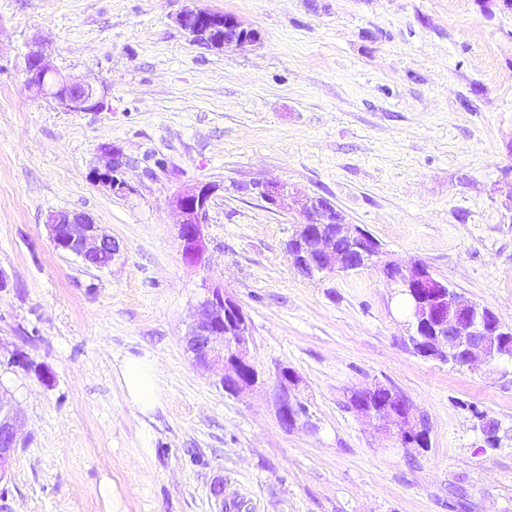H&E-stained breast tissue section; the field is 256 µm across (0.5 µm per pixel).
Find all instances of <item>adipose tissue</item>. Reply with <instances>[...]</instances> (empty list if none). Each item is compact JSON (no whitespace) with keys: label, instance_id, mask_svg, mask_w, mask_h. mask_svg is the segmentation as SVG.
<instances>
[{"label":"adipose tissue","instance_id":"obj_1","mask_svg":"<svg viewBox=\"0 0 512 512\" xmlns=\"http://www.w3.org/2000/svg\"><path fill=\"white\" fill-rule=\"evenodd\" d=\"M130 406L142 416H150L162 405L157 361L151 354L128 355L115 370Z\"/></svg>","mask_w":512,"mask_h":512}]
</instances>
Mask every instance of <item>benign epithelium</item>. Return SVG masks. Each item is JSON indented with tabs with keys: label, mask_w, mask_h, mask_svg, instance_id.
I'll use <instances>...</instances> for the list:
<instances>
[{
	"label": "benign epithelium",
	"mask_w": 512,
	"mask_h": 512,
	"mask_svg": "<svg viewBox=\"0 0 512 512\" xmlns=\"http://www.w3.org/2000/svg\"><path fill=\"white\" fill-rule=\"evenodd\" d=\"M176 24L192 41L209 50H233L261 42V33L245 27L236 16L221 14L187 5L175 15ZM27 90L53 102L64 112H97L105 102L97 89L84 79L64 74L42 51L26 57L25 81ZM107 158L103 171L95 178L109 187L115 195L133 192L124 178L130 161L115 147L101 148ZM221 186L203 183L178 192L172 206L178 214V237L182 243L181 259L190 266L205 264L206 241L203 218L209 203ZM245 190L256 195L272 209L288 207L294 210L299 222L286 243L294 268L306 275H334L354 271L374 262L381 254L379 242L364 228L348 224L332 201L324 196H302L284 182H254ZM46 226L54 249L71 254L91 267H109L120 252L117 241L102 232L99 225L84 213L67 210L48 214ZM352 244V252L337 248V239ZM382 273L412 299L408 326L418 339L413 341L417 355L425 358L448 357L453 353L464 365H494L499 378L512 386V328L497 323V336L487 330L493 312L478 303H464L448 282L434 276L421 261L405 264L386 263ZM187 351L201 369L221 367L216 384L229 394L264 383L259 374L248 376L245 370L254 367L250 357L253 342L250 321L243 308L224 296V290L211 289L198 304V318L189 329ZM297 378L289 371L276 378L277 417L281 425L291 429L299 421L310 429L315 425L303 420L307 412L296 399L293 386ZM357 414L374 419L384 431L395 435L402 446L408 447L415 436L429 434L425 415L416 413L410 402L405 416H394L380 402L364 403ZM22 417L6 396L0 393V480L3 479L17 448Z\"/></svg>",
	"instance_id": "1"
}]
</instances>
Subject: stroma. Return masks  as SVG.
Wrapping results in <instances>:
<instances>
[{"label": "stroma", "mask_w": 512, "mask_h": 512, "mask_svg": "<svg viewBox=\"0 0 512 512\" xmlns=\"http://www.w3.org/2000/svg\"><path fill=\"white\" fill-rule=\"evenodd\" d=\"M185 0H0V391L24 419L0 512H512V386L410 352L377 268L308 279L285 249L297 216L246 192L329 198L388 261L420 260L512 325V12L501 0H196L258 29L216 52L181 30ZM95 82L106 107L64 112L24 88L27 54ZM130 158L117 196L94 172ZM221 189L206 264L181 260L179 190ZM82 212L121 245L110 269L56 251L46 216ZM242 306L264 386L231 396L185 336L208 288ZM157 360L146 419L113 376ZM292 372L310 427L286 429ZM384 385L428 419L402 447L347 409ZM500 422L484 451L477 413ZM223 482L224 497L212 493ZM297 378L289 371L278 373L276 378L277 417L286 429L294 428L307 412L302 410L291 386L297 384Z\"/></svg>", "instance_id": "35a3bbf8"}]
</instances>
